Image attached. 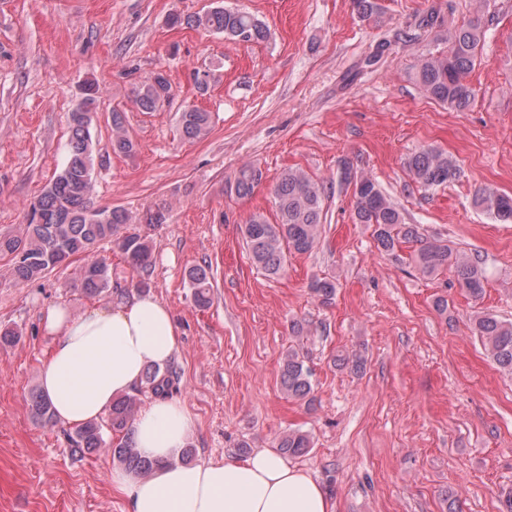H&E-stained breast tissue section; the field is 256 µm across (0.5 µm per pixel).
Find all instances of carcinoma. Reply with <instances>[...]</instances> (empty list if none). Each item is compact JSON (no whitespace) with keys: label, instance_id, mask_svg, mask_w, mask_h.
I'll return each instance as SVG.
<instances>
[{"label":"carcinoma","instance_id":"1","mask_svg":"<svg viewBox=\"0 0 512 512\" xmlns=\"http://www.w3.org/2000/svg\"><path fill=\"white\" fill-rule=\"evenodd\" d=\"M169 25L203 28L236 41L242 34L247 42H260L268 37L267 27L256 16L222 6L203 14L173 13L169 16ZM485 33V26L479 20L456 27L448 34L450 47L447 53L421 60L418 81L431 98L456 110L469 105L474 91L465 77L478 59ZM172 97L171 83L162 71L153 73L133 90V102L141 112H155ZM89 121V113L85 110L71 113L70 138L62 168L31 206L22 231L16 235L0 234V257L9 259L10 274L17 285L40 279L55 269H66L82 258L79 282L83 294L89 298L102 295L109 291L112 283V264L105 258L89 260L87 256L97 244L107 239L115 242L133 271L147 274L153 266V244L148 236L135 231L121 232L130 221L125 210L91 205L95 146ZM179 122L185 138L194 140L207 134L211 115L199 108H189L180 113ZM110 147L115 154L135 152V143L125 130L124 112L118 109L112 110ZM406 165L414 181L424 189L451 184L461 173L455 159L432 148L411 154ZM262 179L260 169L245 167L238 172L233 189L240 197L249 196ZM273 194L275 220L271 221L261 213L254 214L246 221L242 232L253 262L275 278L284 271L287 254H307L317 243L324 220L325 188L300 170L285 169ZM354 197L356 221L372 228L379 251L392 254L400 244L416 241L420 247L414 263L422 274L432 276L450 266L454 268L459 288L474 301L482 298L486 272L478 259L457 256L446 244L422 242L419 226L405 223L399 208L372 179L363 178L355 188ZM473 205L500 221H512V196L496 189H478L473 196ZM187 276L196 306H209L212 288L209 267H193ZM310 290L327 303L335 296L336 282L316 278L311 282ZM470 330L493 362L512 375V320L479 312L470 318ZM311 377V370L299 353L289 350L280 369V383L287 397L311 404L314 400ZM174 381L172 370L148 366L133 393L113 400L106 416L75 429L73 452L81 456L102 450L125 469L142 476L149 475L156 467V461L142 456L134 440L139 395L149 391L156 397L167 396ZM28 407L35 420L55 422L52 405L42 392H30ZM276 448L284 456H301L312 448V439L305 431L290 429L279 437Z\"/></svg>","mask_w":512,"mask_h":512}]
</instances>
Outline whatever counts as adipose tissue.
<instances>
[{"mask_svg": "<svg viewBox=\"0 0 512 512\" xmlns=\"http://www.w3.org/2000/svg\"><path fill=\"white\" fill-rule=\"evenodd\" d=\"M44 328L54 343L41 389L57 420L69 425L100 418L115 397L139 385L147 366L168 365L179 349L171 314L151 293L78 315L52 306ZM194 428L180 401L156 398L143 405L135 442L158 466L147 477L113 469L112 488L128 512H335L310 473L267 448L240 460L182 462Z\"/></svg>", "mask_w": 512, "mask_h": 512, "instance_id": "ef3b65f1", "label": "adipose tissue"}]
</instances>
